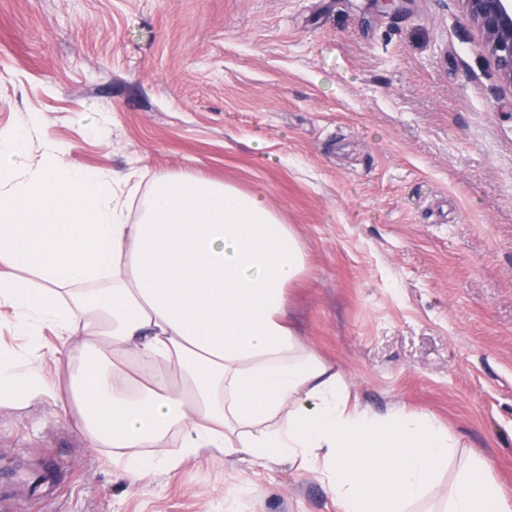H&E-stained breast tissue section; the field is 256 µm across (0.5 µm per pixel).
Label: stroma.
<instances>
[{
    "mask_svg": "<svg viewBox=\"0 0 512 512\" xmlns=\"http://www.w3.org/2000/svg\"><path fill=\"white\" fill-rule=\"evenodd\" d=\"M141 183L264 193L307 254L298 333L376 414L431 415L512 498V92L455 0H0V130ZM12 512H336L285 458L134 479L47 399L0 407Z\"/></svg>",
    "mask_w": 512,
    "mask_h": 512,
    "instance_id": "1",
    "label": "stroma"
}]
</instances>
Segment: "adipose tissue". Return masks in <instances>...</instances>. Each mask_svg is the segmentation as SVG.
Wrapping results in <instances>:
<instances>
[{
	"label": "adipose tissue",
	"instance_id": "ef3b65f1",
	"mask_svg": "<svg viewBox=\"0 0 512 512\" xmlns=\"http://www.w3.org/2000/svg\"><path fill=\"white\" fill-rule=\"evenodd\" d=\"M40 124L27 115L0 131V309L28 339L0 350V406L53 399L92 447L124 449L139 479L244 452L317 473L337 512H408L428 496L450 432L349 403L287 319L306 252L262 194L193 171L141 192L53 142L32 157ZM47 329L68 364L59 385L34 359ZM173 435L178 452L150 456ZM489 469L471 450L448 512H512Z\"/></svg>",
	"mask_w": 512,
	"mask_h": 512
}]
</instances>
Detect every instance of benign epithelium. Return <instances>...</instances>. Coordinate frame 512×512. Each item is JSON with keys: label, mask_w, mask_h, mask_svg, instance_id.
I'll return each mask as SVG.
<instances>
[{"label": "benign epithelium", "mask_w": 512, "mask_h": 512, "mask_svg": "<svg viewBox=\"0 0 512 512\" xmlns=\"http://www.w3.org/2000/svg\"><path fill=\"white\" fill-rule=\"evenodd\" d=\"M464 17L482 36L503 86L512 91V0H458Z\"/></svg>", "instance_id": "benign-epithelium-1"}]
</instances>
